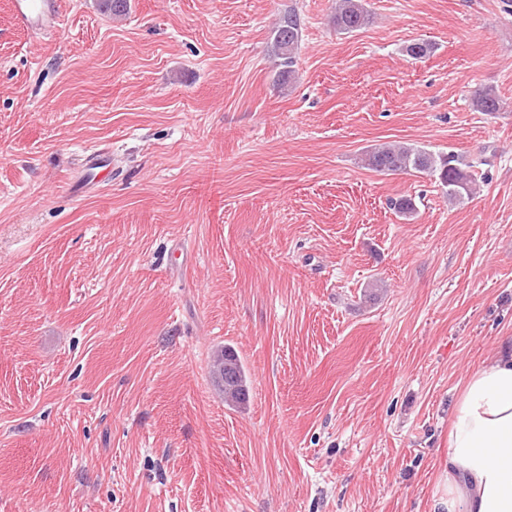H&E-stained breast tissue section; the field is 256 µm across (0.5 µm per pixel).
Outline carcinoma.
Masks as SVG:
<instances>
[{
  "instance_id": "carcinoma-1",
  "label": "carcinoma",
  "mask_w": 512,
  "mask_h": 512,
  "mask_svg": "<svg viewBox=\"0 0 512 512\" xmlns=\"http://www.w3.org/2000/svg\"><path fill=\"white\" fill-rule=\"evenodd\" d=\"M100 12L120 18L128 14V0H97ZM372 15L363 0H336L332 23L336 31L354 33L366 27ZM302 21L290 11L282 15L271 29V53L279 67L276 84L287 85L294 73L293 66L301 42ZM434 52V45L417 40L406 46V54L422 59ZM471 104L478 112L493 114L503 108V100L489 87H479L472 92ZM364 165L386 175L411 170L429 174L439 179L448 200L456 202L471 197L477 189V179L472 173L473 163L464 162L453 153H434L421 147L401 144H382L364 153ZM232 365L234 379L224 381V400L243 404L247 400L248 385L245 369L231 347H224V354L216 357L214 378L226 373V365Z\"/></svg>"
}]
</instances>
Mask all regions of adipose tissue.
Wrapping results in <instances>:
<instances>
[{
  "label": "adipose tissue",
  "mask_w": 512,
  "mask_h": 512,
  "mask_svg": "<svg viewBox=\"0 0 512 512\" xmlns=\"http://www.w3.org/2000/svg\"><path fill=\"white\" fill-rule=\"evenodd\" d=\"M439 512H512V336L465 379L450 412Z\"/></svg>",
  "instance_id": "1"
}]
</instances>
